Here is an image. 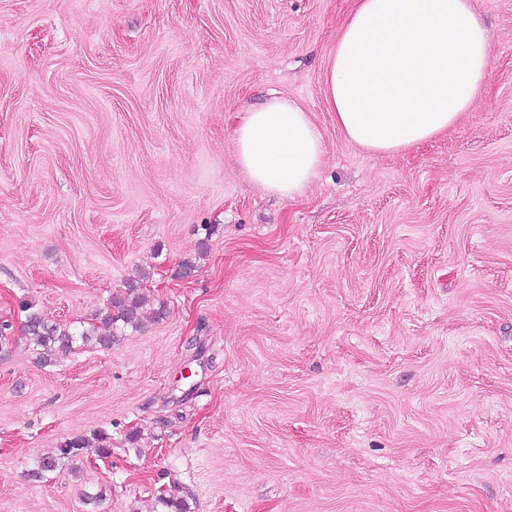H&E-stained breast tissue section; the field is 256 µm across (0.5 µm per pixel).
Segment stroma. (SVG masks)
<instances>
[{
	"label": "stroma",
	"mask_w": 512,
	"mask_h": 512,
	"mask_svg": "<svg viewBox=\"0 0 512 512\" xmlns=\"http://www.w3.org/2000/svg\"><path fill=\"white\" fill-rule=\"evenodd\" d=\"M354 2L0 0V512H512V0H471L481 101L396 154L327 106ZM272 97L323 141L295 200L234 161ZM142 269L161 318L36 363L21 303L76 324ZM108 439L110 438L105 432L93 434L91 439L85 436L67 438L61 441L51 453L38 457L34 468L30 469L27 475L33 481L46 480L50 474L80 459L82 449L88 447L92 440L98 443L101 454L108 457L111 454Z\"/></svg>",
	"instance_id": "stroma-1"
}]
</instances>
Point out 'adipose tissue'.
I'll return each mask as SVG.
<instances>
[{
    "label": "adipose tissue",
    "instance_id": "1",
    "mask_svg": "<svg viewBox=\"0 0 512 512\" xmlns=\"http://www.w3.org/2000/svg\"><path fill=\"white\" fill-rule=\"evenodd\" d=\"M490 76L486 32L470 0H357L325 75L336 125L376 154L409 150L454 127ZM235 160L279 195H303L323 144L297 102L274 97L236 117Z\"/></svg>",
    "mask_w": 512,
    "mask_h": 512
}]
</instances>
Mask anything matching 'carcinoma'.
<instances>
[{"label":"carcinoma","mask_w":512,"mask_h":512,"mask_svg":"<svg viewBox=\"0 0 512 512\" xmlns=\"http://www.w3.org/2000/svg\"><path fill=\"white\" fill-rule=\"evenodd\" d=\"M147 302L140 293V286L132 284L125 295L111 302L110 306L97 311L89 321L80 327L50 321L42 310L31 303L22 305L24 312V331L32 344L36 360L41 365L53 363L59 353L72 352L79 347L99 346L110 349L123 336L126 328L135 331L144 328L143 309ZM98 443L101 454H111L108 435L99 432L93 437L75 436L61 441L54 450L36 460L34 468L28 471V477L37 482L48 478L50 474L78 459L82 449L92 442Z\"/></svg>","instance_id":"obj_1"}]
</instances>
